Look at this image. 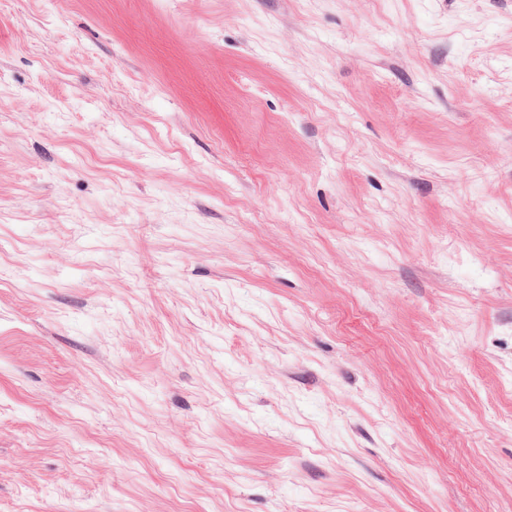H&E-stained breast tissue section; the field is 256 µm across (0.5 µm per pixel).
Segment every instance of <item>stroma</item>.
Wrapping results in <instances>:
<instances>
[{"instance_id": "1", "label": "stroma", "mask_w": 512, "mask_h": 512, "mask_svg": "<svg viewBox=\"0 0 512 512\" xmlns=\"http://www.w3.org/2000/svg\"><path fill=\"white\" fill-rule=\"evenodd\" d=\"M0 512H512V0H0Z\"/></svg>"}]
</instances>
